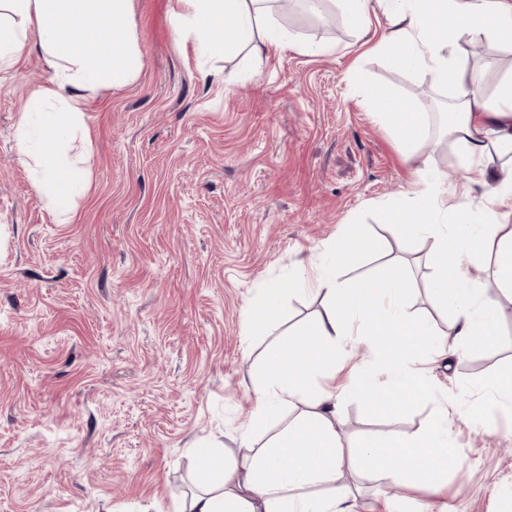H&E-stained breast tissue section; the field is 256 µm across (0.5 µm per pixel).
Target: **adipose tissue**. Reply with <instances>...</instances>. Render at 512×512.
<instances>
[{"label":"adipose tissue","instance_id":"ef3b65f1","mask_svg":"<svg viewBox=\"0 0 512 512\" xmlns=\"http://www.w3.org/2000/svg\"><path fill=\"white\" fill-rule=\"evenodd\" d=\"M171 17L179 37H193L196 50L215 57L243 48L254 56L289 43L272 18L277 0H178ZM355 25L381 21L372 50L396 70L428 72L435 86L449 89L439 130L459 150L466 169L479 170L487 202L473 205L469 191L449 201L432 158L422 159L406 195L384 206L386 219L401 227L410 243L430 240L438 261L430 283L432 300L455 312L452 350L494 343L499 334L497 305L476 288L474 273L488 239H496L497 284L512 295V227L499 210L512 201V180L497 177L500 160L512 162V69L493 95L468 83L458 55L462 40L478 37L512 44V0H343ZM38 50L52 72L20 112L14 149L33 163L34 183L59 222L71 221L84 195L88 171L82 157L64 159L70 141L84 138L87 95L122 90L140 76L144 61L134 22V0H0V69L19 64ZM375 120L392 129L405 159L417 157L431 127L425 103L396 98L384 86L357 87ZM348 250L335 246L330 257L302 274V291L321 296L322 313L303 330L305 338L283 341L267 373L254 383L255 406L240 439L241 461L211 448L197 449L201 485L181 512H356V500L342 484L346 467L389 483L442 487L451 450L448 418L440 416L412 438L386 434L346 452L336 430L342 399L359 395L379 418L411 413L434 399L435 388L412 365L420 343H434L428 322L406 314L415 282L397 266L380 268L374 279L349 283L339 269ZM391 336L387 380L366 373L344 393L315 391L317 373L335 369L349 336ZM297 417L264 444L252 432L282 406Z\"/></svg>","mask_w":512,"mask_h":512}]
</instances>
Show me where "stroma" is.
<instances>
[{
    "label": "stroma",
    "instance_id": "stroma-1",
    "mask_svg": "<svg viewBox=\"0 0 512 512\" xmlns=\"http://www.w3.org/2000/svg\"><path fill=\"white\" fill-rule=\"evenodd\" d=\"M144 56L139 79L85 103L91 187L67 224L42 201L12 149L18 112L50 71L39 53L0 71V512H180L200 480L193 450L239 457L254 409V375L283 334L314 320L320 298L288 289L329 246L359 231L382 239L342 279L397 261L417 282L406 311L450 331L455 315L427 291L436 257L409 249L375 204L403 193L418 160L404 161L347 76L359 71L407 100L444 98L428 74L403 75L364 53L373 32L348 22L342 0L315 16L275 15L291 47L202 58L170 24L176 0H135ZM322 44L336 47L322 55ZM462 41L472 86L491 94L512 67V46ZM449 193L479 172L455 147L426 139ZM281 289L269 330L245 337L246 313ZM494 344L456 353L422 350L439 400L384 422L348 398L345 447L372 431L411 437L441 413L453 421L448 486L385 491L348 469L358 505L423 504L428 512H512V412L494 424L464 421L488 378L512 369V318ZM342 370L313 388L344 387L370 370L374 344H343Z\"/></svg>",
    "mask_w": 512,
    "mask_h": 512
}]
</instances>
